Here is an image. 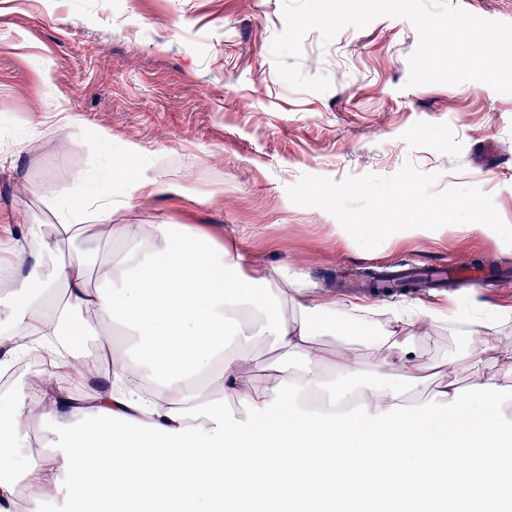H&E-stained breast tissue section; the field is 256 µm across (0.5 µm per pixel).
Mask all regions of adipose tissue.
<instances>
[{
  "label": "adipose tissue",
  "mask_w": 512,
  "mask_h": 512,
  "mask_svg": "<svg viewBox=\"0 0 512 512\" xmlns=\"http://www.w3.org/2000/svg\"><path fill=\"white\" fill-rule=\"evenodd\" d=\"M67 208L25 225L0 266V345L52 367L46 389L0 402V512H44L18 496L31 479L64 512H479L512 488V351L488 320L431 354L428 333L459 316L450 299L369 334L346 316L359 303L206 231L114 223L110 189ZM259 338L275 354L248 376ZM422 388L429 402L407 401ZM38 423L50 453L32 449Z\"/></svg>",
  "instance_id": "ef3b65f1"
}]
</instances>
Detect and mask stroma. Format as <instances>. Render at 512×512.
<instances>
[{
	"mask_svg": "<svg viewBox=\"0 0 512 512\" xmlns=\"http://www.w3.org/2000/svg\"><path fill=\"white\" fill-rule=\"evenodd\" d=\"M284 26L282 0H0V246L20 225L57 223L60 193L77 197L105 179L113 201L132 203L119 223L208 231L321 292L366 302L356 284L366 268L490 263L500 286L379 302L434 305L450 295L468 309L477 300L512 308V245L495 231L397 232L366 250L332 215L287 193L305 174L389 176L410 159L437 173L433 192L477 187L512 225V94L480 82L408 86L418 32L394 17L343 28L326 46L308 33L299 67L326 74L331 88L298 90L271 55ZM69 114L80 126L65 124ZM129 143L144 155L128 159ZM127 163L198 195L129 200L113 178ZM216 183L224 193L213 199Z\"/></svg>",
	"mask_w": 512,
	"mask_h": 512,
	"instance_id": "obj_1",
	"label": "stroma"
}]
</instances>
